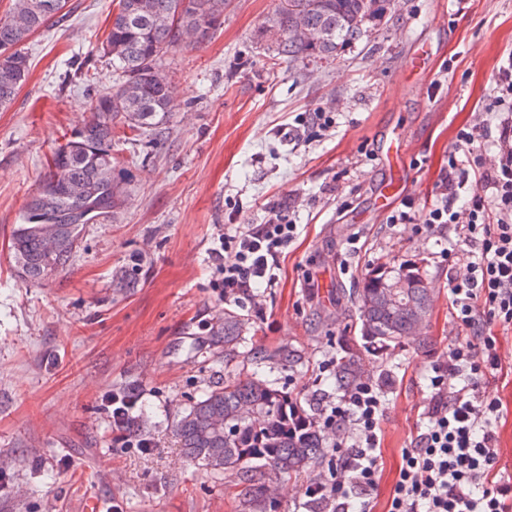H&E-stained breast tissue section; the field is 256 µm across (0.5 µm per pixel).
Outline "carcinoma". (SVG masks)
<instances>
[{"instance_id": "carcinoma-1", "label": "carcinoma", "mask_w": 512, "mask_h": 512, "mask_svg": "<svg viewBox=\"0 0 512 512\" xmlns=\"http://www.w3.org/2000/svg\"><path fill=\"white\" fill-rule=\"evenodd\" d=\"M37 0H14L0 17V108L9 107L29 75V61L18 47L31 35L64 17L62 10L36 11ZM271 21L276 32L275 56L290 60L334 59L348 45L369 35L383 17V0H289ZM224 0H115L112 21L101 52L120 72L118 81L95 98L88 118L58 144L38 191L27 201L20 223L11 231V252L20 276L39 283L64 269L85 225L106 220L123 209L126 188L121 173L100 170L112 158L115 120L138 136L163 128L173 110L170 82L157 65L185 39L203 45L220 29ZM321 34L316 43L293 37L296 28ZM53 226L56 251L45 250L38 228ZM412 275L408 294L414 308L434 302L419 269L407 264L377 268L356 289L361 339L368 350L386 353L408 337L412 311L388 306L384 299L391 276ZM242 319L224 313V347L242 341ZM362 376V363L343 360L330 383L344 390ZM186 459L214 474L234 473L249 484L259 475L278 479L300 472L324 456L321 431L296 398L276 388L262 371L246 380L227 379L202 393L174 424Z\"/></svg>"}]
</instances>
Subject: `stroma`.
Wrapping results in <instances>:
<instances>
[{"label": "stroma", "instance_id": "stroma-1", "mask_svg": "<svg viewBox=\"0 0 512 512\" xmlns=\"http://www.w3.org/2000/svg\"><path fill=\"white\" fill-rule=\"evenodd\" d=\"M279 0H225L224 24L203 46L168 52L175 107L161 140L116 133L112 158L128 181L116 219L85 225L70 264L38 284L19 275L10 234L37 192L53 148L72 134L98 91L115 79L95 51L112 0H69V12L22 47L29 78L0 109V512H326L306 489L329 478L325 457L249 501L231 475L184 460L174 423L207 389L245 379L248 352L312 414L335 402L329 370L359 353L384 394L382 472L353 512H386L401 462L421 430L426 380L461 328L449 313L452 231L419 232L387 218L404 199L434 201L458 127L474 123L501 59L512 52V0H393L381 23L335 60L272 56ZM315 112L334 124L285 140L278 129ZM399 138L408 160L400 197L380 207L394 173L379 156ZM294 203L297 238L278 281L255 302H224L212 282L224 232L265 223ZM417 265L435 298L425 336L395 354L365 351L355 290L375 267ZM242 318L244 343L224 347L225 312ZM510 374L488 385L507 412L498 426L512 470V331L500 334ZM148 449L124 437L102 403L125 387Z\"/></svg>", "mask_w": 512, "mask_h": 512}]
</instances>
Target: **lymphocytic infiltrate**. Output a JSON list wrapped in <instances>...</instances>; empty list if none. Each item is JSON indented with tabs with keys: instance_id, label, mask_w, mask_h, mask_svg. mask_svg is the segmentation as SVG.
Listing matches in <instances>:
<instances>
[{
	"instance_id": "f902f5d3",
	"label": "lymphocytic infiltrate",
	"mask_w": 512,
	"mask_h": 512,
	"mask_svg": "<svg viewBox=\"0 0 512 512\" xmlns=\"http://www.w3.org/2000/svg\"><path fill=\"white\" fill-rule=\"evenodd\" d=\"M481 109V122L457 132L435 203L388 218L430 232L457 229L448 291L451 316L466 330L447 360L432 367L426 427L402 451L388 512H512V477L502 473L495 431L502 403L485 390L504 361L494 329L512 330V56L498 68ZM471 183L477 190L470 194ZM290 214V204L281 202L265 223L221 237L227 258L218 265V285L225 300L250 298L256 284L275 283L278 258L298 231ZM452 377L461 385L449 386ZM383 415L384 395L372 381L337 397L323 424L353 430L354 438L337 442L330 480L307 487L309 498L349 512L353 488L376 489Z\"/></svg>"
}]
</instances>
